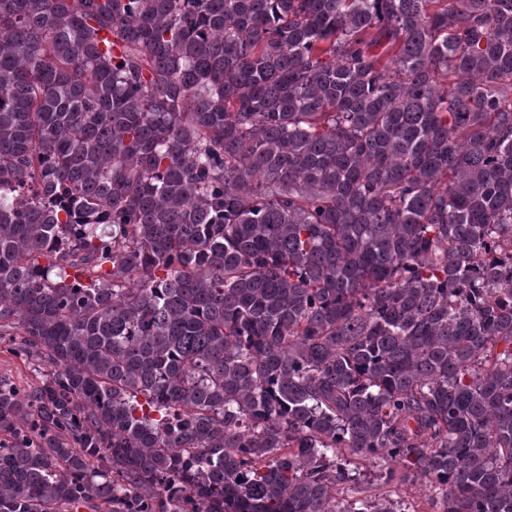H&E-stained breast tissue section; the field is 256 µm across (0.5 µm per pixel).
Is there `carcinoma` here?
I'll return each mask as SVG.
<instances>
[{
    "mask_svg": "<svg viewBox=\"0 0 512 512\" xmlns=\"http://www.w3.org/2000/svg\"><path fill=\"white\" fill-rule=\"evenodd\" d=\"M0 512H512V0H0ZM6 348L7 346L3 342L0 346V377L21 387L26 384L29 369L21 358L5 351ZM359 462L361 475H357V481L351 483V489L346 494L348 500L387 496L394 500H402L403 506L409 507V511L442 510L441 497L436 495L434 484L427 478L411 477L408 482L401 483L398 476L393 480L387 478L388 465L381 460L368 458Z\"/></svg>",
    "mask_w": 512,
    "mask_h": 512,
    "instance_id": "carcinoma-1",
    "label": "carcinoma"
}]
</instances>
